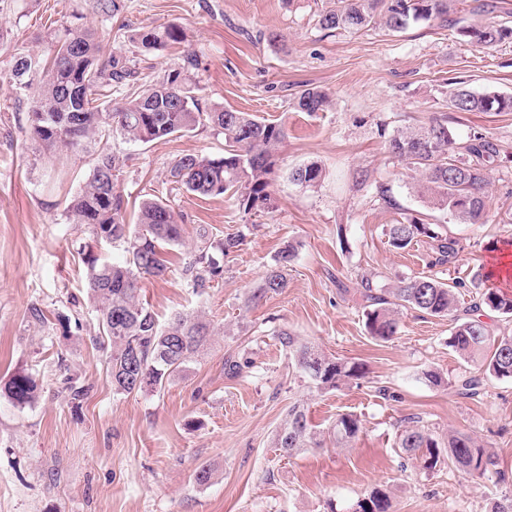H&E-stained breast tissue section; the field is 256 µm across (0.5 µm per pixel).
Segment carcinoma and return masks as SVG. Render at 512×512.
<instances>
[{"label": "carcinoma", "mask_w": 512, "mask_h": 512, "mask_svg": "<svg viewBox=\"0 0 512 512\" xmlns=\"http://www.w3.org/2000/svg\"><path fill=\"white\" fill-rule=\"evenodd\" d=\"M448 20V0H336V8L319 17L322 29L357 31L375 24L399 32L412 24ZM460 35L483 48L512 38V27L498 23L464 27ZM184 39L182 27L171 24L146 27L130 37L139 52L160 50ZM50 65L29 53L15 57L11 69L13 85L29 93L30 132L52 153L77 151L89 142L103 145L93 158L89 176L73 196L68 219L85 224L97 242L124 240L128 257L121 263L106 262L93 247H81L87 269L86 288L99 313L96 345L106 352L108 375L116 394L130 395L160 391L187 363L191 362L212 336L211 325L199 316L178 314L160 323L140 300L143 278L161 277L170 261L164 249L181 243L182 226L173 211L160 199H145L139 207L140 230L125 222L127 202L107 172H121L125 160L111 153L105 144L114 135L134 143H148L177 134H186L199 125L224 136V155H185L169 170L171 182L203 197L230 195L246 214L273 208L270 187L275 174L280 146L288 138L284 125L248 112L220 107H202L199 82L188 67L168 70L161 78L144 81L134 58L108 52L89 28H66L50 39ZM125 91L123 102L110 112H101L94 103L112 97V90ZM297 106L311 115L332 106L328 94L317 87L302 90ZM457 112H512V96L489 91L476 93L464 82L449 101ZM391 154L404 160L420 175L418 193L431 204L455 218L471 224L484 222L488 208V185L484 162L497 153L496 145L483 137L458 143L448 130V122L434 118L418 127L398 129L388 139ZM291 171V179L307 186L318 185L322 168L315 163ZM439 225L412 220L392 224L388 230L390 246L408 247L415 239L431 241L434 264L458 261L455 238L438 231ZM243 238L228 233L215 243L205 239L184 266L190 288L202 294L224 273L223 259L239 250ZM294 249L279 251L253 299L278 294L288 287V266ZM487 272L478 269L470 278L478 301L460 310L456 285L431 276L403 278L395 287L378 292L367 289L368 311L365 325L376 340L388 342L399 329L398 309L410 308L433 316L452 318L448 346L467 361L478 360L482 374L462 375L457 380L460 394L474 396L484 379H512V337L494 339L481 319L488 308L512 318V294L486 286ZM282 346L293 355L296 366L318 388L333 390L341 382L363 376L362 366L330 357L318 347L295 341L287 332L279 333ZM35 379L25 373L14 374L3 391L22 406L35 398ZM360 431L354 414L336 419L333 437L346 445ZM276 447L290 454L298 448H319L309 424L306 409L295 404L276 434ZM398 448L408 458L421 456L423 467L436 468L449 463L464 472L485 475L496 466L494 456L469 435L448 436L443 445L419 426L407 425L398 436ZM388 495L374 489L353 505L354 512H389Z\"/></svg>", "instance_id": "carcinoma-1"}]
</instances>
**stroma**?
Wrapping results in <instances>:
<instances>
[{
    "label": "stroma",
    "instance_id": "obj_1",
    "mask_svg": "<svg viewBox=\"0 0 512 512\" xmlns=\"http://www.w3.org/2000/svg\"><path fill=\"white\" fill-rule=\"evenodd\" d=\"M489 2L494 10L485 13L476 0H452L447 22L392 34L377 26L321 29L320 14L336 0H122L110 18L88 0H0V388L19 371L39 387L22 407L0 391V512H350L376 488L389 496L390 512H490L512 499V380L491 378L478 396L461 397L455 380L478 367L449 347L448 319L400 310L397 335L382 343L365 328L363 298L365 286L432 275L458 282L459 304L469 306L471 271L512 240V112L448 108L459 79L477 92L512 95V39L481 48L459 34L490 21L512 25V0ZM169 24L185 38L139 55L143 76L191 61L207 105L283 124L288 138L278 152L273 209L248 215L229 196L201 197L169 180L183 155H223L224 138L211 128L147 144L111 139L110 151L125 160L118 187L129 200L128 222L155 196L183 229L166 275L142 280V301L159 321L193 314L213 328L204 351L164 389L119 395L93 344L98 317L80 256L92 238L67 218L91 158L75 152L54 165L29 132L27 93L6 76L16 53H46L53 29H96L117 52L141 28ZM268 33L278 43L265 41ZM308 87L330 94L329 111L298 109ZM439 115L457 142L483 136L497 146L485 164L484 223L430 205L414 188L415 170L388 150L393 130ZM308 163L322 168V181L292 182L289 171ZM382 185L395 206L379 200ZM414 217L457 238L456 263L432 265L425 238L403 250L389 245V226ZM203 230L213 241L236 232L244 240L199 297L181 269ZM288 244L295 258L287 288L253 300ZM36 308L42 319L33 317ZM282 331L362 363L364 376L317 389L281 345ZM229 359L243 364L239 375L225 372ZM429 371L442 383L428 382ZM74 383L90 388L82 402L69 398ZM296 403L325 443L287 454L275 437ZM344 413L357 415L360 432L339 448L326 435ZM411 418L442 443L452 433L471 435L494 454L496 471H428L400 457L398 434ZM202 465L213 475L200 485L194 472Z\"/></svg>",
    "mask_w": 512,
    "mask_h": 512
}]
</instances>
